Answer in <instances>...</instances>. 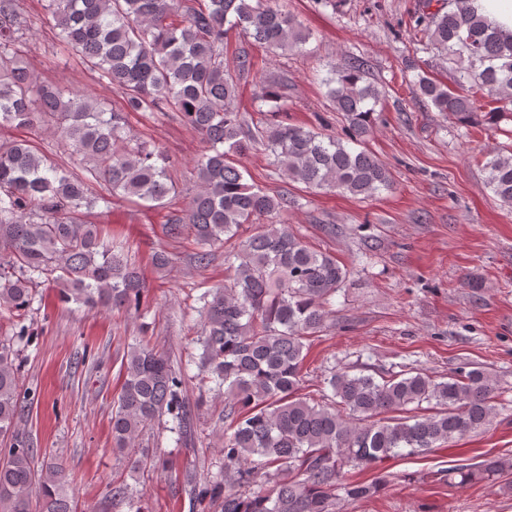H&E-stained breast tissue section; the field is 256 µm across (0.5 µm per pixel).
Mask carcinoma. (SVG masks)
<instances>
[{
	"instance_id": "obj_1",
	"label": "carcinoma",
	"mask_w": 512,
	"mask_h": 512,
	"mask_svg": "<svg viewBox=\"0 0 512 512\" xmlns=\"http://www.w3.org/2000/svg\"><path fill=\"white\" fill-rule=\"evenodd\" d=\"M473 0L442 2L415 16L425 45L445 53L455 87L417 75L419 95L460 125L485 118L497 130L507 108L478 112L476 95L512 105V32L479 14ZM58 29L61 51L98 80L119 87L109 108L42 81L25 61L34 21L18 0H0V128L43 126L83 163L71 171L38 153L29 141H0V314L19 316L33 291L48 282L58 299L88 309L141 314L145 281L100 225L87 220L99 205L137 199L159 208L175 191L169 158L130 135L128 112H177L208 144L195 163L197 190L186 214L164 224L166 234L193 236L206 266L210 247L248 226L252 233L224 256L232 274L205 291L202 368L224 397L223 461L196 496L220 502L221 512H344L389 482H351L349 470L380 468L387 460L435 451L490 424L496 381L473 369L436 379L409 371L388 379L333 373L326 402L298 394L306 341L327 327L332 298L347 269L315 250L285 222L263 220L288 212V197L246 182L240 158L262 147L288 180L309 189L371 196L392 186L389 169L365 146L381 92L367 81L362 58L339 64L323 79L333 108L345 116L342 134L291 124L244 129L234 106L237 81L224 69V33L239 29L277 53L299 49L309 32L271 0H43ZM286 100L277 83L261 101L278 112ZM486 184L512 206V155L489 151ZM107 194L92 192L91 184ZM123 383L112 412V451L131 473L141 434L159 417L184 442L188 409L185 373L142 340L127 346ZM19 367L10 340L0 338V512H73L66 469L35 468L37 449L18 439ZM427 404L430 413H411ZM512 458L493 456L448 470V483L496 481Z\"/></svg>"
}]
</instances>
